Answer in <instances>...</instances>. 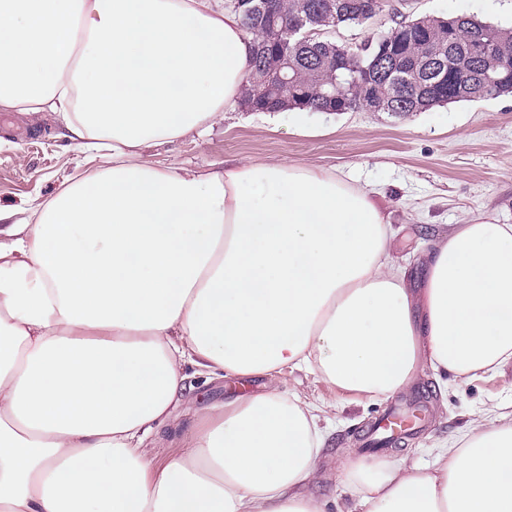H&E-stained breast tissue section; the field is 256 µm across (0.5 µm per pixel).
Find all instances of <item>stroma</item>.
I'll use <instances>...</instances> for the list:
<instances>
[{"instance_id":"obj_1","label":"stroma","mask_w":512,"mask_h":512,"mask_svg":"<svg viewBox=\"0 0 512 512\" xmlns=\"http://www.w3.org/2000/svg\"><path fill=\"white\" fill-rule=\"evenodd\" d=\"M474 15L512 28V0H386L370 29L342 27L326 39L344 44L388 32L397 16ZM60 120L49 112L0 111V208L47 200L76 175L79 154L62 138ZM158 166L220 170L232 162L288 161L336 174L367 192L395 231L393 261L407 272V285L421 290L419 257L455 224H512V95L457 102L397 116L387 112H250L226 109L224 120L204 138L186 137L146 149ZM191 413L176 410L162 428L159 459L175 456L168 436L189 430L209 409L242 393L266 389L262 376L247 384L235 378L191 375ZM287 395L323 404L334 423L319 460L315 492L326 512H344L349 496L336 465L348 459L372 460L362 436L384 412L391 396L369 397L324 383L319 374L295 370L280 383ZM429 390L427 425L410 440L411 459L427 462L436 442L461 435L488 409L512 404V366L498 374L471 378L435 373L422 364L402 395Z\"/></svg>"}]
</instances>
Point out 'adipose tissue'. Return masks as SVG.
Segmentation results:
<instances>
[{
  "label": "adipose tissue",
  "mask_w": 512,
  "mask_h": 512,
  "mask_svg": "<svg viewBox=\"0 0 512 512\" xmlns=\"http://www.w3.org/2000/svg\"><path fill=\"white\" fill-rule=\"evenodd\" d=\"M253 43L219 0H0V110L50 111L101 160L12 221L0 210V512H324L320 405L286 370L369 396L420 360L512 366V224H460L414 299L360 189L288 163L202 173L144 151L238 101ZM270 386L153 455L185 369ZM432 462L339 470L349 512H512V412Z\"/></svg>",
  "instance_id": "ef3b65f1"
}]
</instances>
